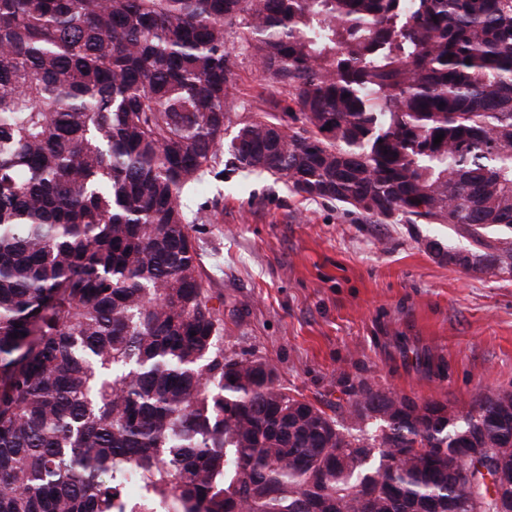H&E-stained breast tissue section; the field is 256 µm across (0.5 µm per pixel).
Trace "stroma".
Returning <instances> with one entry per match:
<instances>
[{
  "label": "stroma",
  "mask_w": 512,
  "mask_h": 512,
  "mask_svg": "<svg viewBox=\"0 0 512 512\" xmlns=\"http://www.w3.org/2000/svg\"><path fill=\"white\" fill-rule=\"evenodd\" d=\"M231 108L288 111L285 89L238 56ZM224 348L271 361L279 384L315 400L344 377L469 409L512 390V276L441 261L424 240L462 246L444 224H371L225 160L182 196Z\"/></svg>",
  "instance_id": "obj_1"
}]
</instances>
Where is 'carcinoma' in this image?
Masks as SVG:
<instances>
[{
  "label": "carcinoma",
  "mask_w": 512,
  "mask_h": 512,
  "mask_svg": "<svg viewBox=\"0 0 512 512\" xmlns=\"http://www.w3.org/2000/svg\"><path fill=\"white\" fill-rule=\"evenodd\" d=\"M229 32L294 108L226 143ZM226 153L512 276V0H0V512H512L511 389L224 352L182 194Z\"/></svg>",
  "instance_id": "1"
}]
</instances>
